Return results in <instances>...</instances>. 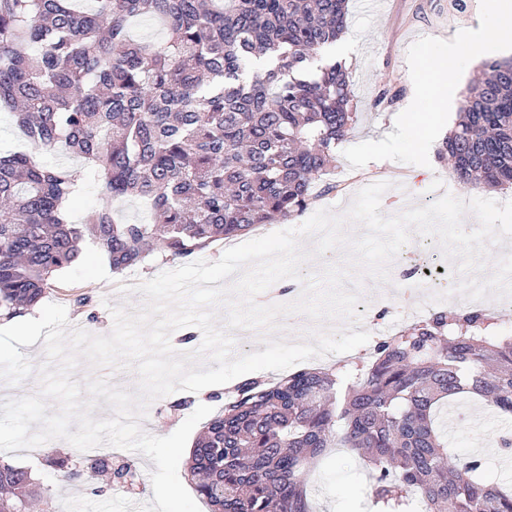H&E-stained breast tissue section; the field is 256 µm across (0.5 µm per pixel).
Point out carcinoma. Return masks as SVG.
Instances as JSON below:
<instances>
[{
	"instance_id": "carcinoma-1",
	"label": "carcinoma",
	"mask_w": 512,
	"mask_h": 512,
	"mask_svg": "<svg viewBox=\"0 0 512 512\" xmlns=\"http://www.w3.org/2000/svg\"><path fill=\"white\" fill-rule=\"evenodd\" d=\"M348 0H0V111L30 145L78 154L107 197L135 198L72 224L83 174L32 151L0 153V310L32 307L88 240L112 269L157 247L185 258L307 210L336 189V144L357 122L349 75L329 60ZM157 19V43L132 23ZM441 158L456 178L512 189V59L467 89ZM462 394L512 419V336L458 307L395 330L372 353L270 379L245 375L187 461L210 512H312L305 477L346 448L364 461L382 512H512V488L482 462L450 460L435 424ZM28 470L0 462V512H25Z\"/></svg>"
}]
</instances>
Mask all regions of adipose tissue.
I'll list each match as a JSON object with an SVG mask.
<instances>
[{"label":"adipose tissue","mask_w":512,"mask_h":512,"mask_svg":"<svg viewBox=\"0 0 512 512\" xmlns=\"http://www.w3.org/2000/svg\"><path fill=\"white\" fill-rule=\"evenodd\" d=\"M487 10L489 21L480 33L461 34L458 43L449 44L437 63L411 73V101L426 98L437 102L431 124L416 136L421 157L433 154L436 141L448 126V106L457 99L456 89L446 83L449 71L469 67L488 51L512 47V0H487Z\"/></svg>","instance_id":"ef3b65f1"}]
</instances>
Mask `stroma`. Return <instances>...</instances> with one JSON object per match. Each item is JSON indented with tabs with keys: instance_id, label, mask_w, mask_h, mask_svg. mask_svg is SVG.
<instances>
[{
	"instance_id": "stroma-1",
	"label": "stroma",
	"mask_w": 512,
	"mask_h": 512,
	"mask_svg": "<svg viewBox=\"0 0 512 512\" xmlns=\"http://www.w3.org/2000/svg\"><path fill=\"white\" fill-rule=\"evenodd\" d=\"M465 7H458L455 0H389L384 12L368 11L360 0H350L347 18V37L353 38V54L346 69L349 73L358 121L342 142L336 153V179L357 174H379L383 181L393 186L392 199L382 202L381 212L397 214L404 206L406 193L426 194L432 188L461 199L485 195L482 189L458 183L448 164L432 159L430 166H423L416 152L414 136L421 128L423 116L433 112L434 104L421 103L416 115L409 118L405 127L396 128L390 123L393 113L402 111L405 101L397 99L392 105L375 106L374 99L380 89L392 87L409 91V74L417 67L435 63L444 53L450 40L457 34L473 32L483 27L486 16L483 0H465ZM383 149L387 157L382 163L367 162L373 148ZM490 199L506 202L512 194L502 191L487 193ZM110 206L119 219L126 223H139L146 214L139 200L126 198L107 200L94 177H87L83 193L72 200L70 215L73 223H82L87 210ZM182 262L171 259L163 251H155L141 265L119 274L118 282L57 283L46 293L49 303L63 305L69 324L96 335H105L113 328L111 306H140L141 295L122 296L118 283L134 284L154 278L159 273L181 267ZM89 296L87 306L76 305L78 295ZM172 396L152 401L147 415L141 421L142 429L155 436L173 433L188 417V410L174 411ZM464 409L480 412L481 421L467 418L454 427L448 437L451 453L461 456H479L485 477L492 483L512 484V467H505L503 451H480L479 446L489 438L509 431L512 421H503L481 401H464ZM52 456L68 458L80 464L85 454L62 439L49 441L30 450L0 452V461L31 470L43 488V493L31 512H63L61 500L66 496H83L93 501H103L121 495L120 487H109L107 475L81 468L72 480L61 481L56 471L49 467ZM312 502L315 512H375L366 497V473L357 462L340 459L319 465L310 475Z\"/></svg>"
}]
</instances>
